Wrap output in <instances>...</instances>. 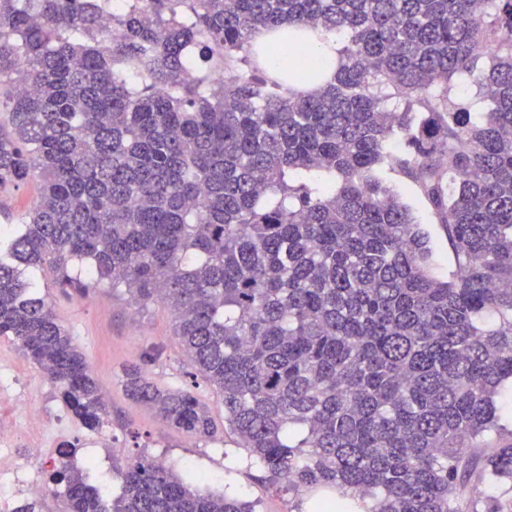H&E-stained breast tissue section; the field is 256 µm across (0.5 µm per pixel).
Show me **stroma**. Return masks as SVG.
Listing matches in <instances>:
<instances>
[{"label": "stroma", "instance_id": "obj_1", "mask_svg": "<svg viewBox=\"0 0 512 512\" xmlns=\"http://www.w3.org/2000/svg\"><path fill=\"white\" fill-rule=\"evenodd\" d=\"M403 151L402 138H395L393 159L386 163L383 177L402 195L428 233L436 274L447 275L455 266L452 247L429 200L417 190L412 175L399 166L397 158ZM35 284L84 353L107 404L103 430L109 444L96 450L97 473H109L125 466L128 459L143 455L177 471L188 464L211 475L209 490L241 496L255 503L256 512H288L289 506L297 503V496L277 490L260 468L248 461L234 434L224 433L215 441L185 434L126 395L124 371L136 362L159 385L196 392L216 424L224 422L219 394L191 375L189 361L172 331L169 307L159 302L136 304L125 289L107 284L83 295L57 288L46 271L36 273ZM1 364L13 370L45 412L53 415L62 409L55 385L16 343L4 338H0Z\"/></svg>", "mask_w": 512, "mask_h": 512}]
</instances>
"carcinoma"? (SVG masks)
<instances>
[{
	"instance_id": "carcinoma-1",
	"label": "carcinoma",
	"mask_w": 512,
	"mask_h": 512,
	"mask_svg": "<svg viewBox=\"0 0 512 512\" xmlns=\"http://www.w3.org/2000/svg\"><path fill=\"white\" fill-rule=\"evenodd\" d=\"M285 22L347 36L325 87L301 90L321 71L295 63L224 75ZM195 53L215 68L191 79ZM398 133L455 252L443 278L379 175ZM29 180L37 205L0 231V337L87 429L105 400L34 271L167 305L224 429L311 512H512V441L485 443L512 381V0H0V191ZM124 388L220 436L191 390L138 365ZM115 477L112 497L63 462L51 474L65 512L255 510L146 457ZM453 93L470 106V112H473L474 119L479 120L485 117L490 105L481 95H478L479 91L476 86L467 82H455Z\"/></svg>"
}]
</instances>
